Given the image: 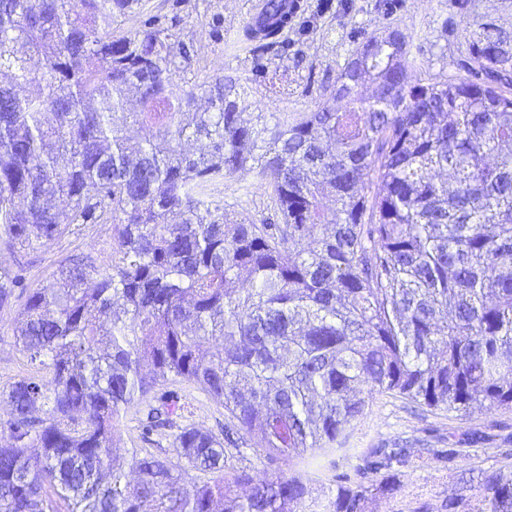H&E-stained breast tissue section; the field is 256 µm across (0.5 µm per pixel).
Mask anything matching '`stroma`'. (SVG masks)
I'll list each match as a JSON object with an SVG mask.
<instances>
[{
  "mask_svg": "<svg viewBox=\"0 0 512 512\" xmlns=\"http://www.w3.org/2000/svg\"><path fill=\"white\" fill-rule=\"evenodd\" d=\"M262 0H184L180 16L184 34L198 47L194 63L196 81L217 77L247 87L250 109L287 116L311 112L327 96V87L363 34L401 30L409 41L407 77L410 82L462 75L466 47L480 33L481 24L512 37V0H299L293 27L288 32V53L280 68L288 72V90L272 93L256 71L254 52L242 29ZM224 23V39L210 35L213 18ZM236 210L260 213L271 203V190L252 177L225 176L215 191ZM91 254L108 267L112 259V227L99 225L36 252L0 250V264L23 267L29 287L46 288L59 262L74 253ZM13 312L0 311V388L38 374L12 336ZM185 404L191 422L213 433L224 426V408L194 384L173 385ZM348 443L335 456L314 453L308 459L311 496L323 499L333 485L335 472L355 466L361 455L378 447L405 448L422 456L416 467L399 471L401 489L394 498L377 501L372 512H410L416 501L439 508L457 490L464 473L512 471V409L494 408L461 416L429 410L387 393L368 400L361 416L348 429ZM463 441L464 453L452 465L436 460L432 451Z\"/></svg>",
  "mask_w": 512,
  "mask_h": 512,
  "instance_id": "35a3bbf8",
  "label": "stroma"
}]
</instances>
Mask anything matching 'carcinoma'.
I'll use <instances>...</instances> for the list:
<instances>
[{
  "label": "carcinoma",
  "mask_w": 512,
  "mask_h": 512,
  "mask_svg": "<svg viewBox=\"0 0 512 512\" xmlns=\"http://www.w3.org/2000/svg\"><path fill=\"white\" fill-rule=\"evenodd\" d=\"M141 2L0 0V248L114 232L111 267L71 254L51 288L0 265V310L25 296L15 344L49 370L0 389V512H370L406 449L369 451L320 504L305 465L345 448L366 398L512 408V41L484 26L479 68L411 84L405 34H367L341 95L282 119L188 77L181 0L122 33ZM299 8L247 21L257 61L288 52ZM236 173L272 188L273 215L211 199ZM175 378L224 406V437L155 394ZM148 397L143 434L170 448L114 456ZM248 449L275 472L242 496ZM469 490L442 512H512V474Z\"/></svg>",
  "instance_id": "carcinoma-1"
}]
</instances>
